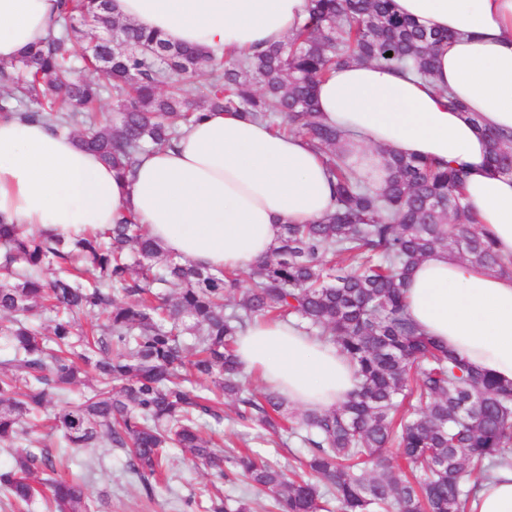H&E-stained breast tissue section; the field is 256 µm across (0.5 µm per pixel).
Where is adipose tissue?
Segmentation results:
<instances>
[{
  "instance_id": "ef3b65f1",
  "label": "adipose tissue",
  "mask_w": 512,
  "mask_h": 512,
  "mask_svg": "<svg viewBox=\"0 0 512 512\" xmlns=\"http://www.w3.org/2000/svg\"><path fill=\"white\" fill-rule=\"evenodd\" d=\"M396 12L450 36L425 80L351 61L316 87L319 121L336 129L346 164L384 183L382 150L465 165L462 202L512 261V177L488 164L480 131L512 132V0H393ZM112 12L171 44L231 57L285 42L309 0H111ZM57 0H0V63L46 41ZM455 96L459 108L448 105ZM477 113L472 123L469 113ZM334 209L322 153L306 137L236 112L191 124L172 146L141 154L131 173L66 132L0 116V219L66 238L133 216L173 256L248 269L277 246L284 224H311ZM406 307L422 332L471 368L512 381V271L438 252L418 265ZM241 366L289 404L327 410L358 378L335 346L285 322L259 321L237 339ZM471 512H512V468L482 481Z\"/></svg>"
}]
</instances>
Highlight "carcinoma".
Masks as SVG:
<instances>
[{"label": "carcinoma", "instance_id": "obj_1", "mask_svg": "<svg viewBox=\"0 0 512 512\" xmlns=\"http://www.w3.org/2000/svg\"><path fill=\"white\" fill-rule=\"evenodd\" d=\"M55 24L46 42L0 64L14 84L0 114L78 134L124 177L137 155L168 147L207 113L239 112L321 150L336 206L316 223L282 225L273 254L246 278L173 257L128 216L72 242L0 223V341L11 355L0 370V443L24 439L50 409L66 447L125 449L150 496L170 448L224 475L206 431L224 420V395L240 421L307 449L300 475L253 453L234 459L278 512H331L332 499L339 512H468L478 488L468 478L512 466V382L420 333L403 288L437 250L489 270L501 259L461 202L463 169L389 153L387 179L373 188L315 112V87L336 66L356 59L427 76L448 34L397 15L393 0H310L285 43L224 61L117 20L109 0H60ZM81 71L104 72L112 118L97 110L105 88L74 79ZM484 135L490 166L512 176V134ZM55 263L66 274L48 280ZM96 313L104 324L75 329V316ZM256 319L336 345L357 367V389L330 411L297 416L277 392L253 391L235 342ZM204 381L219 395L204 396ZM74 385L87 388L83 399L66 398ZM56 472L48 451L20 453L0 467V493L26 509L43 492L49 512H95L85 480ZM186 505L253 512L249 499L218 503L206 485Z\"/></svg>", "mask_w": 512, "mask_h": 512}]
</instances>
